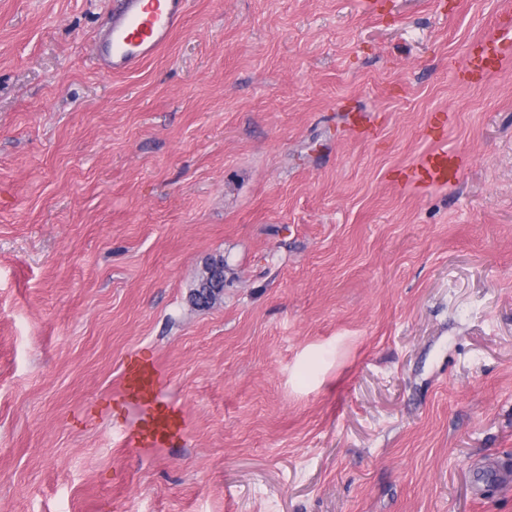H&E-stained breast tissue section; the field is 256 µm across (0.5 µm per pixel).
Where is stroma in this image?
Listing matches in <instances>:
<instances>
[{"instance_id": "obj_1", "label": "stroma", "mask_w": 512, "mask_h": 512, "mask_svg": "<svg viewBox=\"0 0 512 512\" xmlns=\"http://www.w3.org/2000/svg\"><path fill=\"white\" fill-rule=\"evenodd\" d=\"M114 6L0 0V512H512V69L448 66L512 0H186L111 75ZM460 169L454 155L447 152L432 154L418 169V174L426 181L447 183L455 178Z\"/></svg>"}]
</instances>
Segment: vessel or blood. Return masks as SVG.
<instances>
[{
    "instance_id": "1",
    "label": "vessel or blood",
    "mask_w": 512,
    "mask_h": 512,
    "mask_svg": "<svg viewBox=\"0 0 512 512\" xmlns=\"http://www.w3.org/2000/svg\"><path fill=\"white\" fill-rule=\"evenodd\" d=\"M106 30L96 39L97 61L102 71H132L167 41L183 22L185 0H118ZM512 60V22L503 21L496 36L476 45L466 67L457 75L472 83L502 71ZM459 166L454 155L438 152L420 166L426 181L445 183L455 178Z\"/></svg>"
}]
</instances>
